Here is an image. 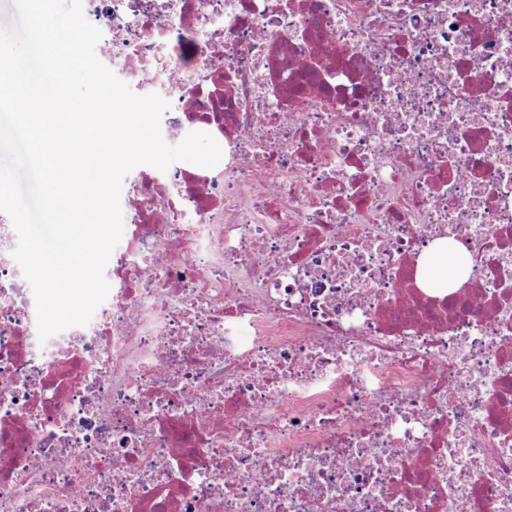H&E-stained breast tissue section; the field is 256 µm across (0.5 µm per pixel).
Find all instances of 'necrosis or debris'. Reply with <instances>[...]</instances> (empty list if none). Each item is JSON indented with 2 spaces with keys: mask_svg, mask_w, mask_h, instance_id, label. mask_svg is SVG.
<instances>
[{
  "mask_svg": "<svg viewBox=\"0 0 512 512\" xmlns=\"http://www.w3.org/2000/svg\"><path fill=\"white\" fill-rule=\"evenodd\" d=\"M82 10L221 158L130 181L106 299L44 339L0 212V512H512V0ZM469 264H471V257L468 252L456 245L452 250H448V239H446L444 245L438 244L431 253L419 260L418 284L420 287L429 288L428 284L443 280L447 282L448 277L453 281L465 280V270Z\"/></svg>",
  "mask_w": 512,
  "mask_h": 512,
  "instance_id": "obj_1",
  "label": "necrosis or debris"
}]
</instances>
